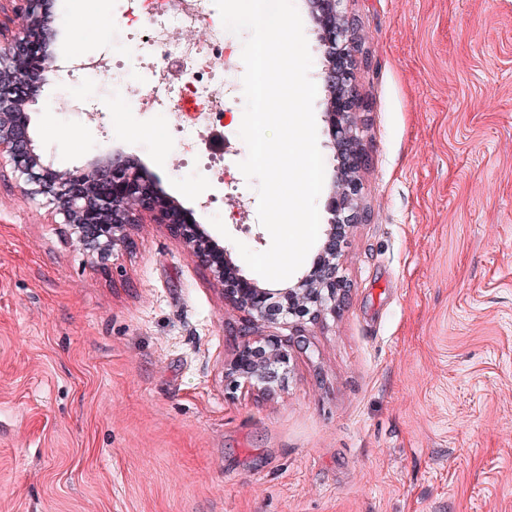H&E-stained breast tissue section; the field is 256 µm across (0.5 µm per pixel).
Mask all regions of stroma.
Returning a JSON list of instances; mask_svg holds the SVG:
<instances>
[{"mask_svg":"<svg viewBox=\"0 0 512 512\" xmlns=\"http://www.w3.org/2000/svg\"><path fill=\"white\" fill-rule=\"evenodd\" d=\"M302 18L322 115L325 60ZM124 0H52L55 56L105 46ZM369 62L357 87L368 222L349 229L334 317L264 326L287 339L285 389L224 385L240 313L161 224L101 269L51 205L0 161V512H512V0H348ZM86 80L58 74L28 109L43 163L122 150L199 223L219 187L175 176L158 117L102 87L100 120L69 117ZM251 220L221 219L262 252Z\"/></svg>","mask_w":512,"mask_h":512,"instance_id":"obj_1","label":"stroma"}]
</instances>
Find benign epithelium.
<instances>
[{
	"mask_svg": "<svg viewBox=\"0 0 512 512\" xmlns=\"http://www.w3.org/2000/svg\"><path fill=\"white\" fill-rule=\"evenodd\" d=\"M25 19L11 28L0 19V157H8L23 183L22 192L43 198L68 227L70 236L102 268L118 248L132 245L129 228L146 216L166 226L203 269L224 299L243 313L239 332L243 342L224 366V382L241 384L271 396L284 388L290 373L288 344L275 335H253L261 324L316 322L336 315L345 304L347 281L339 275L338 257L345 229L367 218L361 203V172L369 165L357 127V114L367 103L357 88L360 42L346 0H310L327 65L329 91L324 120L338 161L336 186L326 202L331 215L326 239L311 269L290 287L269 289L243 274L217 238L197 223L190 210L174 206L160 193L156 178L120 150L87 166L58 172L40 163L29 132V116L22 106L37 102L43 87L60 70L46 49L45 20L49 0H12Z\"/></svg>",
	"mask_w": 512,
	"mask_h": 512,
	"instance_id": "7a95c632",
	"label": "benign epithelium"
}]
</instances>
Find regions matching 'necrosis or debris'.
Listing matches in <instances>:
<instances>
[{
    "label": "necrosis or debris",
    "instance_id": "necrosis-or-debris-1",
    "mask_svg": "<svg viewBox=\"0 0 512 512\" xmlns=\"http://www.w3.org/2000/svg\"><path fill=\"white\" fill-rule=\"evenodd\" d=\"M121 32L124 47L107 45L80 63L85 77L111 81L140 108L166 115V131L190 153L211 128L223 125L226 113L237 110L235 55L212 0H126ZM203 28L205 44L174 39V30ZM164 57L165 66L155 63ZM137 60L144 69L135 82L125 79L126 62Z\"/></svg>",
    "mask_w": 512,
    "mask_h": 512
}]
</instances>
